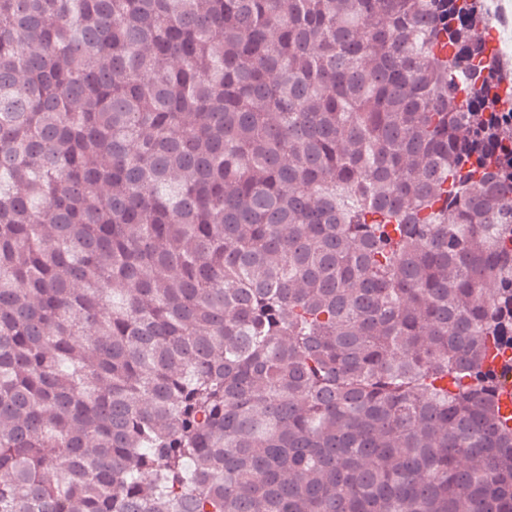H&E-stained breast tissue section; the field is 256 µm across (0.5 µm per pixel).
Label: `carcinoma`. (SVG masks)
<instances>
[{
    "label": "carcinoma",
    "instance_id": "obj_1",
    "mask_svg": "<svg viewBox=\"0 0 512 512\" xmlns=\"http://www.w3.org/2000/svg\"><path fill=\"white\" fill-rule=\"evenodd\" d=\"M483 29L0 0V512H512Z\"/></svg>",
    "mask_w": 512,
    "mask_h": 512
}]
</instances>
